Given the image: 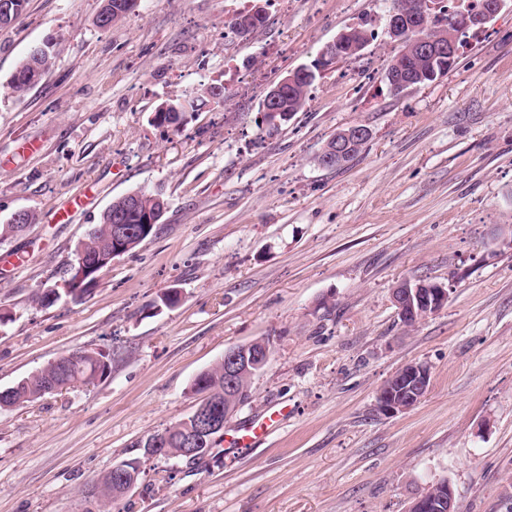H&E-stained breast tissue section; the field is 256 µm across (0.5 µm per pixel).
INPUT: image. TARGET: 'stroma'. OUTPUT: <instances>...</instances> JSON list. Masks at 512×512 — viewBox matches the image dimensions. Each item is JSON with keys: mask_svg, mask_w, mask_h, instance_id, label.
Segmentation results:
<instances>
[{"mask_svg": "<svg viewBox=\"0 0 512 512\" xmlns=\"http://www.w3.org/2000/svg\"><path fill=\"white\" fill-rule=\"evenodd\" d=\"M248 33L233 20L255 7ZM391 0H139L111 28L101 0H28L0 26V391L48 362L103 351L106 378L0 410V512H81L113 465L144 458L121 512H407L450 480L459 512H512V0L469 32L456 66L393 92ZM375 36L269 129L271 86L363 18ZM59 43L23 95L29 48ZM224 88L176 127L162 104ZM371 137L351 162L318 157L336 132ZM158 190L156 232L113 258L81 299L69 261L116 197ZM448 286L405 327L401 281ZM55 289L52 304L37 293ZM177 292L175 306L164 305ZM270 341L251 398L195 462L145 459L137 441L187 417L194 378L231 347ZM425 364L412 410L380 388ZM277 428L231 442L266 411ZM397 380L399 385L405 380L408 384L404 390H394L393 382ZM430 382V371L424 364L409 363L399 369L380 389L378 393V405L384 414L395 416L411 409L408 405L412 401L414 392L426 393ZM409 390V391H408ZM409 395V397H406Z\"/></svg>", "mask_w": 512, "mask_h": 512, "instance_id": "1", "label": "stroma"}]
</instances>
